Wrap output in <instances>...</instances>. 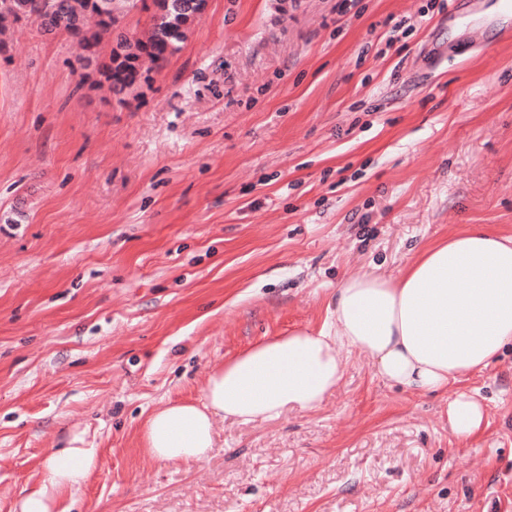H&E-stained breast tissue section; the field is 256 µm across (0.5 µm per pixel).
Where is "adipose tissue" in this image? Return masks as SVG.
Returning a JSON list of instances; mask_svg holds the SVG:
<instances>
[{
    "label": "adipose tissue",
    "instance_id": "adipose-tissue-1",
    "mask_svg": "<svg viewBox=\"0 0 512 512\" xmlns=\"http://www.w3.org/2000/svg\"><path fill=\"white\" fill-rule=\"evenodd\" d=\"M510 344L512 232L464 224L428 242L398 273L347 276L329 294L320 326L251 345L207 374L199 400L155 409L140 450L158 462H203L217 419L250 424L316 410L354 354L368 356L384 383L447 396L448 424L468 438L480 431L484 408L468 394L448 397V388ZM96 464L95 449H52L46 478L21 496L18 512H70Z\"/></svg>",
    "mask_w": 512,
    "mask_h": 512
}]
</instances>
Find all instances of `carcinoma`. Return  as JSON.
I'll list each match as a JSON object with an SVG mask.
<instances>
[{"label":"carcinoma","instance_id":"cac0c4a2","mask_svg":"<svg viewBox=\"0 0 512 512\" xmlns=\"http://www.w3.org/2000/svg\"><path fill=\"white\" fill-rule=\"evenodd\" d=\"M0 0V20L8 14L18 21L32 19L47 34L64 32L78 40L90 54L83 67L98 60L102 36L112 31L117 22L116 0ZM158 16L153 28L141 38L130 40L124 35L116 39L109 62L99 66V73L116 92L134 86L137 64L159 67L167 56L178 50L190 26L196 20V0H154Z\"/></svg>","mask_w":512,"mask_h":512}]
</instances>
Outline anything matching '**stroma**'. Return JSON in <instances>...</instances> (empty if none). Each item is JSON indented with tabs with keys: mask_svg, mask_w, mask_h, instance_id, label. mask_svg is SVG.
Here are the masks:
<instances>
[{
	"mask_svg": "<svg viewBox=\"0 0 512 512\" xmlns=\"http://www.w3.org/2000/svg\"><path fill=\"white\" fill-rule=\"evenodd\" d=\"M495 0H208L130 90L82 49L0 33V512L80 439L74 512H512V348L446 402L352 355L308 413L217 425L187 467L139 450L161 403L318 326L347 274L461 224L512 231V18ZM155 7L100 45L149 31ZM448 424L461 438H469L480 431L485 412L482 404L472 395L460 393L447 398Z\"/></svg>",
	"mask_w": 512,
	"mask_h": 512,
	"instance_id": "obj_1",
	"label": "stroma"
}]
</instances>
